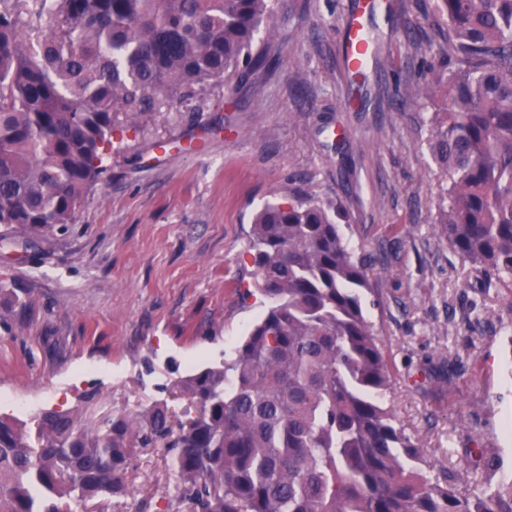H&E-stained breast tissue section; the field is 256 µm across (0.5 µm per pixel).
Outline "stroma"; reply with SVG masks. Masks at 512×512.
Returning a JSON list of instances; mask_svg holds the SVG:
<instances>
[{
  "label": "stroma",
  "instance_id": "stroma-1",
  "mask_svg": "<svg viewBox=\"0 0 512 512\" xmlns=\"http://www.w3.org/2000/svg\"><path fill=\"white\" fill-rule=\"evenodd\" d=\"M379 2L368 30L385 62L364 88L341 27L358 0H285L265 65L158 97L67 231L0 239V416L28 444L41 446L51 409L87 428L155 400L183 412L176 382L228 357L264 308L256 212L300 194L336 203L370 258L362 304L393 377L385 403L429 475L466 495L512 478V277L488 279L441 238L448 179L429 120L443 105L396 95L420 78L408 36H439L435 0ZM127 482V496L83 512L176 494L161 447L137 451Z\"/></svg>",
  "mask_w": 512,
  "mask_h": 512
}]
</instances>
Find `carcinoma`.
<instances>
[{
  "label": "carcinoma",
  "mask_w": 512,
  "mask_h": 512,
  "mask_svg": "<svg viewBox=\"0 0 512 512\" xmlns=\"http://www.w3.org/2000/svg\"><path fill=\"white\" fill-rule=\"evenodd\" d=\"M276 0H0V225L37 236L72 223L108 170L112 139L154 95L261 67ZM439 57L401 100L440 99L430 142L448 174L438 231L487 277L512 275V0H436ZM52 20L45 30L43 16ZM338 207L267 204L250 251L265 314L233 357L179 385L193 405L172 427L165 402L115 413L88 432L73 413L41 416L26 444L0 417V512H79L128 493L136 449L164 444L176 512H512V482L479 495L424 472L383 398L391 375L366 320L364 256Z\"/></svg>",
  "instance_id": "carcinoma-1"
}]
</instances>
